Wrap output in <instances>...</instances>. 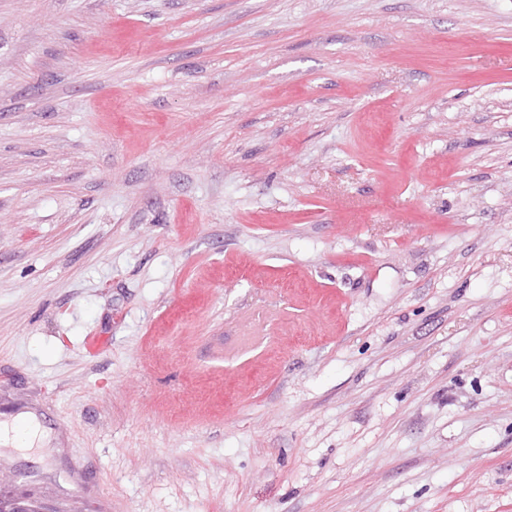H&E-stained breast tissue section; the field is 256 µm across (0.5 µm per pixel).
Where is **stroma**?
Returning <instances> with one entry per match:
<instances>
[{
	"mask_svg": "<svg viewBox=\"0 0 512 512\" xmlns=\"http://www.w3.org/2000/svg\"><path fill=\"white\" fill-rule=\"evenodd\" d=\"M0 492L512 512V0H0ZM25 419L26 427L20 430L17 424H12V421H4L0 424V445L4 447H11L14 449H28L23 448L31 443L38 435V444L45 445L48 442L45 440L46 436L40 434V425L32 417L27 416Z\"/></svg>",
	"mask_w": 512,
	"mask_h": 512,
	"instance_id": "35a3bbf8",
	"label": "stroma"
}]
</instances>
